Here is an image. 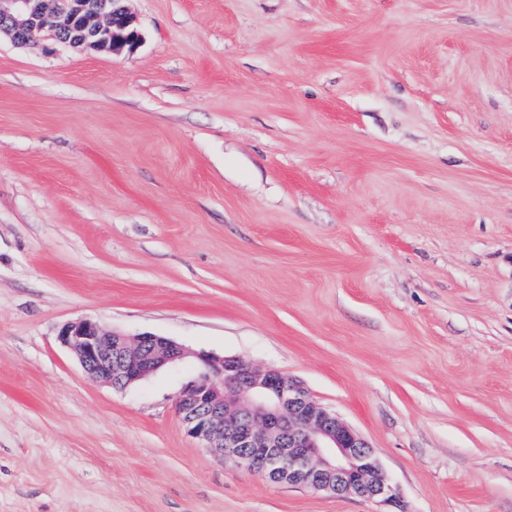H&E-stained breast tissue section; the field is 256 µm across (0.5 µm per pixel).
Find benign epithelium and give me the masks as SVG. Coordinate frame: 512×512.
I'll return each mask as SVG.
<instances>
[{
	"label": "benign epithelium",
	"mask_w": 512,
	"mask_h": 512,
	"mask_svg": "<svg viewBox=\"0 0 512 512\" xmlns=\"http://www.w3.org/2000/svg\"><path fill=\"white\" fill-rule=\"evenodd\" d=\"M124 0H0V34L16 45L41 37L99 52H134L141 33ZM60 342L84 372L115 388L194 357L197 377L177 410L189 435L215 455L276 484L301 485L334 496L355 495L399 507L374 450L297 380L237 357L190 353L154 335L130 338L95 321L65 325Z\"/></svg>",
	"instance_id": "obj_1"
}]
</instances>
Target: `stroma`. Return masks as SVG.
Returning a JSON list of instances; mask_svg holds the SVG:
<instances>
[{"instance_id":"stroma-1","label":"stroma","mask_w":512,"mask_h":512,"mask_svg":"<svg viewBox=\"0 0 512 512\" xmlns=\"http://www.w3.org/2000/svg\"><path fill=\"white\" fill-rule=\"evenodd\" d=\"M132 54L0 36V512H381L216 457L192 359L300 381L406 512H512V0H126Z\"/></svg>"}]
</instances>
